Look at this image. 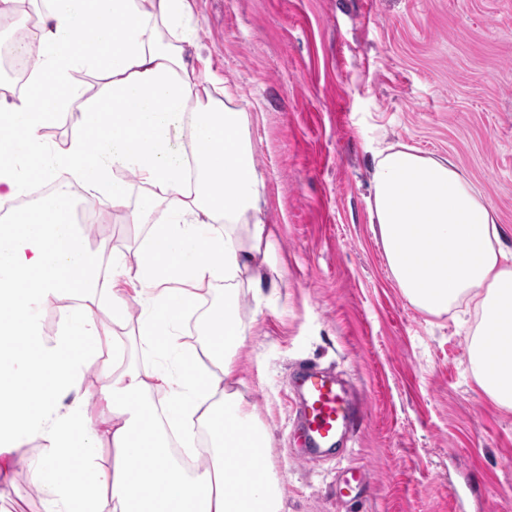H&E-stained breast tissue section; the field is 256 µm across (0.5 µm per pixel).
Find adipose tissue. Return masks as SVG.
I'll return each instance as SVG.
<instances>
[{
	"mask_svg": "<svg viewBox=\"0 0 512 512\" xmlns=\"http://www.w3.org/2000/svg\"><path fill=\"white\" fill-rule=\"evenodd\" d=\"M191 19V0H47L12 43L40 64L25 90L0 93V202L31 200L0 225V460L27 466L45 512L282 510L271 439L233 385L245 343L239 288L262 299L253 271L274 251L265 185L245 108L232 93L214 96L208 67L189 58ZM68 113L69 138L51 145L48 130ZM370 183L392 280L429 315L472 311L468 369L512 412V249L495 208L454 158L403 143L374 153ZM82 192L147 225L135 263L84 235ZM219 285L224 300L206 305L203 341L183 342L185 318ZM49 303L62 306L53 338L35 314ZM132 304L145 359L100 365L97 392L112 416L96 420L81 382L106 334L94 312L118 324ZM201 427L210 450L189 472L170 457L168 436L190 450ZM35 438L44 448L32 462ZM105 443L109 470L96 462Z\"/></svg>",
	"mask_w": 512,
	"mask_h": 512,
	"instance_id": "ef3b65f1",
	"label": "adipose tissue"
}]
</instances>
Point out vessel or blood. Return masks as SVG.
Listing matches in <instances>:
<instances>
[{
	"label": "vessel or blood",
	"mask_w": 512,
	"mask_h": 512,
	"mask_svg": "<svg viewBox=\"0 0 512 512\" xmlns=\"http://www.w3.org/2000/svg\"><path fill=\"white\" fill-rule=\"evenodd\" d=\"M296 386L300 392L296 413L305 447L314 456L326 453L358 420L355 396L333 377L310 367L300 370Z\"/></svg>",
	"instance_id": "b4317fda"
}]
</instances>
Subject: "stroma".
<instances>
[{"label": "stroma", "mask_w": 512, "mask_h": 512, "mask_svg": "<svg viewBox=\"0 0 512 512\" xmlns=\"http://www.w3.org/2000/svg\"><path fill=\"white\" fill-rule=\"evenodd\" d=\"M198 52L248 115L276 249L264 298L242 292L236 387L272 437L285 512H512V412L467 370L449 315L414 307L369 219L374 152L452 155L512 245V0H193ZM304 363L368 410L329 457L303 459L288 380ZM366 468L354 499L337 486ZM0 512H45L29 473Z\"/></svg>", "instance_id": "stroma-1"}]
</instances>
